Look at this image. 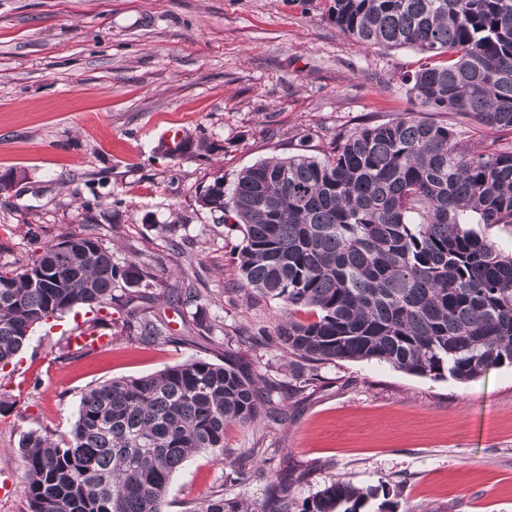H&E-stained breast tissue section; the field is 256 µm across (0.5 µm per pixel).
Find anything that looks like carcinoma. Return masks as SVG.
<instances>
[{
	"instance_id": "obj_1",
	"label": "carcinoma",
	"mask_w": 512,
	"mask_h": 512,
	"mask_svg": "<svg viewBox=\"0 0 512 512\" xmlns=\"http://www.w3.org/2000/svg\"><path fill=\"white\" fill-rule=\"evenodd\" d=\"M329 18L367 48L448 54L407 77L408 94L512 131V0H331ZM199 203L243 227L239 289L284 302L276 342L295 391L336 359L460 381L512 365V250L469 228L512 226V147L484 154L448 126L399 118L358 128L321 158L272 157L228 189L217 179ZM154 282L150 262L113 261L97 224L44 244L0 269V364L42 322L75 306L110 311L116 291L129 303ZM125 324L168 340L138 307ZM277 389L230 352L92 387L68 437L21 435L27 512H166L173 476L202 453L246 481L267 449L225 453L224 427L258 422ZM371 496L339 478L299 504L273 480L259 505L219 491L189 512H361Z\"/></svg>"
}]
</instances>
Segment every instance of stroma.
<instances>
[{
  "instance_id": "1",
  "label": "stroma",
  "mask_w": 512,
  "mask_h": 512,
  "mask_svg": "<svg viewBox=\"0 0 512 512\" xmlns=\"http://www.w3.org/2000/svg\"><path fill=\"white\" fill-rule=\"evenodd\" d=\"M330 0H0V266L26 263L29 228L48 241L99 224L117 262L149 261L147 307L169 341L148 344L112 309V342L62 359L84 310L37 327L0 371V512H26L18 441L42 427L69 435L82 393L191 358L233 353L281 390L251 426L232 425L225 448L262 442L269 459L235 481L207 454L174 475L167 512L224 491L264 498L271 475L291 479L296 501L337 478L391 501L397 512H512V366L462 382L408 374L377 361L322 364V380L293 396L288 356L252 336L272 329L281 301L228 298L237 287L238 226L218 222L199 194L216 179L271 157H320L337 135L414 112L454 126L492 153L512 132L410 98L404 77L427 61L412 47L367 48L328 18ZM205 142L167 154L165 131ZM176 232H167V225ZM195 283L196 305L172 298ZM386 495H379V488Z\"/></svg>"
}]
</instances>
